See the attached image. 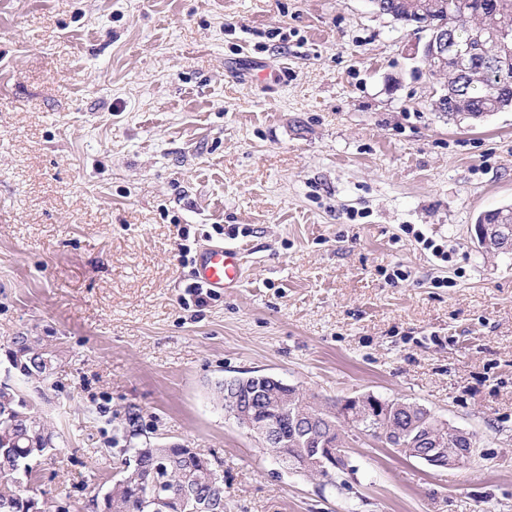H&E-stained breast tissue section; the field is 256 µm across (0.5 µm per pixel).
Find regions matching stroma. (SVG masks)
I'll return each mask as SVG.
<instances>
[{
    "label": "stroma",
    "instance_id": "stroma-1",
    "mask_svg": "<svg viewBox=\"0 0 512 512\" xmlns=\"http://www.w3.org/2000/svg\"><path fill=\"white\" fill-rule=\"evenodd\" d=\"M427 38L369 0H0V346L61 353L46 497L92 512L133 414L222 461L224 512H512V254L473 237L512 205V109L435 112ZM212 244L243 280L199 305ZM251 373L479 449L435 470L367 437L335 481L293 472L213 400Z\"/></svg>",
    "mask_w": 512,
    "mask_h": 512
}]
</instances>
